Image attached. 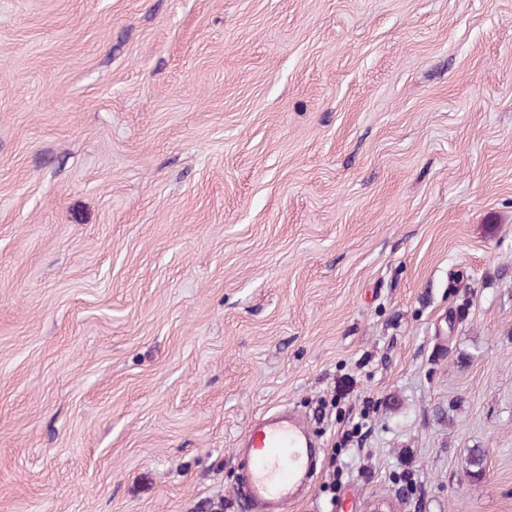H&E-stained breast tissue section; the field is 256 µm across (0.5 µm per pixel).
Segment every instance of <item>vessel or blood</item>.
Here are the masks:
<instances>
[{
  "label": "vessel or blood",
  "mask_w": 512,
  "mask_h": 512,
  "mask_svg": "<svg viewBox=\"0 0 512 512\" xmlns=\"http://www.w3.org/2000/svg\"><path fill=\"white\" fill-rule=\"evenodd\" d=\"M319 450L303 418L276 410L253 422L236 450L242 512H288L316 474Z\"/></svg>",
  "instance_id": "1"
}]
</instances>
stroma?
<instances>
[{
    "mask_svg": "<svg viewBox=\"0 0 512 512\" xmlns=\"http://www.w3.org/2000/svg\"><path fill=\"white\" fill-rule=\"evenodd\" d=\"M280 407L288 512H512V0H0V512H240ZM318 456L306 422L294 412L275 410L253 422L236 448L242 512H287L312 483Z\"/></svg>",
    "mask_w": 512,
    "mask_h": 512,
    "instance_id": "stroma-1",
    "label": "stroma"
}]
</instances>
